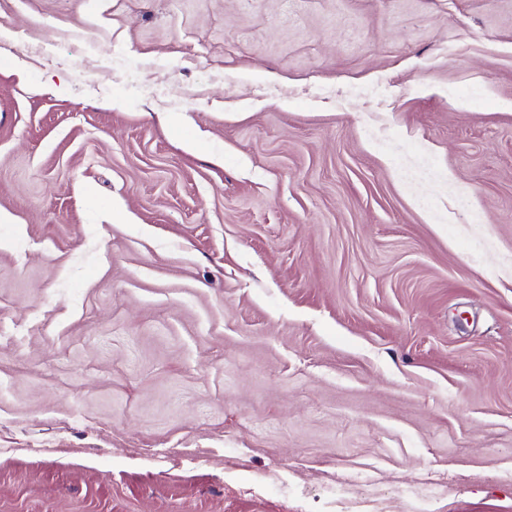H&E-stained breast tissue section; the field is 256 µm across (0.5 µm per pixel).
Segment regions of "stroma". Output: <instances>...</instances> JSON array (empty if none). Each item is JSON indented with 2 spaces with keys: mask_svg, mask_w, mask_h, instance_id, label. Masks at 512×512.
<instances>
[{
  "mask_svg": "<svg viewBox=\"0 0 512 512\" xmlns=\"http://www.w3.org/2000/svg\"><path fill=\"white\" fill-rule=\"evenodd\" d=\"M0 512H512V0H0Z\"/></svg>",
  "mask_w": 512,
  "mask_h": 512,
  "instance_id": "35a3bbf8",
  "label": "stroma"
}]
</instances>
